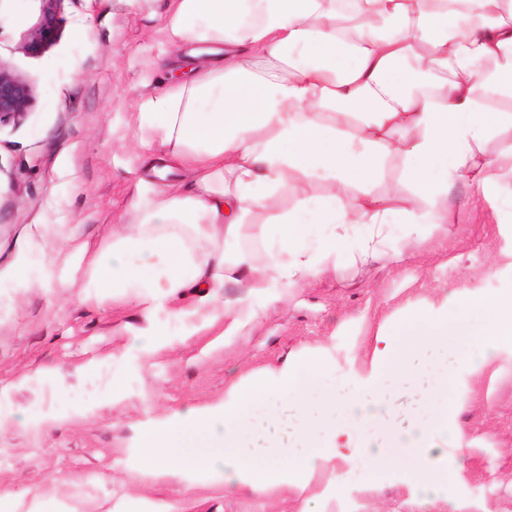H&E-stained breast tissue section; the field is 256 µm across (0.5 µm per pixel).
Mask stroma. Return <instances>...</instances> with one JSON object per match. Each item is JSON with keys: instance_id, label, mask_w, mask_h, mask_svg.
I'll list each match as a JSON object with an SVG mask.
<instances>
[{"instance_id": "1", "label": "stroma", "mask_w": 512, "mask_h": 512, "mask_svg": "<svg viewBox=\"0 0 512 512\" xmlns=\"http://www.w3.org/2000/svg\"><path fill=\"white\" fill-rule=\"evenodd\" d=\"M174 0H62L58 35L30 52L41 0H0V65L31 89L18 121L0 124V492L18 512H303L302 500L238 494L201 477H153L138 466L143 432L176 411L215 404L232 383L321 349L316 388L363 371L374 336L411 307L440 305L464 289L512 292V185L471 205L461 181L446 224H394L401 258L362 266L336 259L321 279L258 298L256 321L223 325L171 317L131 297L100 306L60 287L51 259L71 237L97 248L112 240L130 199L159 175L157 146L139 144L134 115L187 55L165 40ZM23 22H16V14ZM165 322L161 344L144 333ZM427 387L390 386L391 419L404 424ZM448 419L469 448L463 478L427 503L410 475L384 468L377 490L361 469L313 482L314 512H512V348L448 387Z\"/></svg>"}]
</instances>
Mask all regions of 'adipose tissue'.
Listing matches in <instances>:
<instances>
[{"mask_svg":"<svg viewBox=\"0 0 512 512\" xmlns=\"http://www.w3.org/2000/svg\"><path fill=\"white\" fill-rule=\"evenodd\" d=\"M357 15L345 34L335 0H177L167 40L200 49L190 74L143 102L136 123L140 140L158 142L184 177L138 192L133 227L114 229L110 244L71 245L84 297L159 307L192 294L205 306L235 281L245 294L224 311L232 332L259 317L254 298L319 278L336 252L387 259V225L447 223L459 180L480 196L512 178V155L475 163L476 148L512 126L511 112L485 103L512 97V0H357ZM392 155L416 188L398 205L369 191ZM292 180L323 190L288 208L281 194ZM354 211L362 230L351 244L336 227ZM255 237L263 254L246 257L238 246ZM451 334L461 347H449ZM506 346L512 295L460 291L378 332L350 391L329 386L308 402L324 361L306 350L146 430L138 467L300 497L329 462L362 464L370 487L389 465L436 499L465 467V432L443 414L385 426L386 387L425 373L447 388ZM379 424L380 437L363 438Z\"/></svg>","mask_w":512,"mask_h":512,"instance_id":"ef3b65f1","label":"adipose tissue"}]
</instances>
